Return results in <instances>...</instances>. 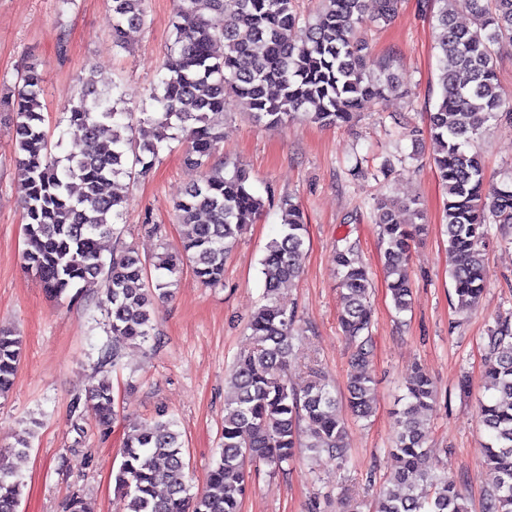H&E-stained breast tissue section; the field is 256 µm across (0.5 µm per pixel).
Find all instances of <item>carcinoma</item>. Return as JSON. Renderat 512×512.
Instances as JSON below:
<instances>
[{
  "label": "carcinoma",
  "instance_id": "1",
  "mask_svg": "<svg viewBox=\"0 0 512 512\" xmlns=\"http://www.w3.org/2000/svg\"><path fill=\"white\" fill-rule=\"evenodd\" d=\"M143 2L112 0L117 46H124L125 28L142 24ZM320 2L315 17L302 22L294 0H179L174 44L159 88L150 94L157 111H143L139 118L158 129L153 140L137 142L121 133L131 129L121 119L133 113L118 111L88 74L81 78L78 101L65 106L69 123L84 133L83 145L64 156L54 154L43 130V76L34 64L21 73L7 106L27 242L25 268L55 298L90 279L103 283L99 307L111 342L97 361L101 377L72 403L75 412L89 410L99 427L109 428L116 417L106 367L117 364L121 346L148 341L154 303L172 296L183 263H191L202 284L222 283L228 254L265 209L266 200L253 190L246 169L236 165L227 174V163L214 160L227 106L235 104L267 127L290 119L331 127L351 123L368 105L397 91L391 61L375 72L364 66L359 30L366 22V0ZM372 2L374 18L383 20L399 4ZM459 2L475 29L454 22L446 7L436 14L441 92L429 128L436 145L432 162L445 194L448 274L459 305L472 307L486 287L488 225H512V182L487 187L482 157L471 150L490 122L512 117L496 71L499 51L512 47V0ZM178 139L188 143L186 161L201 170L199 181L176 205L186 228L182 251L148 263L130 246L107 249L119 234L124 205L122 197L104 194L103 186L145 175L162 143ZM280 209L281 233L266 245L261 260L265 304L249 324L253 346L236 357L227 378L222 443L208 471V490L189 493L181 432L174 419H160L132 430L121 449L114 484L126 512H240L253 467L280 471L304 450L346 461L348 425L336 393L317 377L300 388L288 378L300 327L294 310L280 301V289L302 271L307 229L291 198L282 199ZM404 209L410 204L387 198L375 206L385 276L399 312L411 308L407 262L411 242L424 230L422 224L400 221ZM335 261L344 300L339 323L352 348L346 406L354 418L368 420L376 402L365 372L372 355L371 283L354 244L336 248ZM486 348L487 395L479 408L490 482L484 512H512V317L489 330ZM21 355L20 337L0 331V396L12 389ZM405 388L389 450L394 468L379 484L374 512H468L447 474L425 465L428 431L420 415L432 407L433 382L415 371ZM37 427V420L27 422L10 452L27 453ZM22 488L9 457L0 452V512H19Z\"/></svg>",
  "mask_w": 512,
  "mask_h": 512
}]
</instances>
